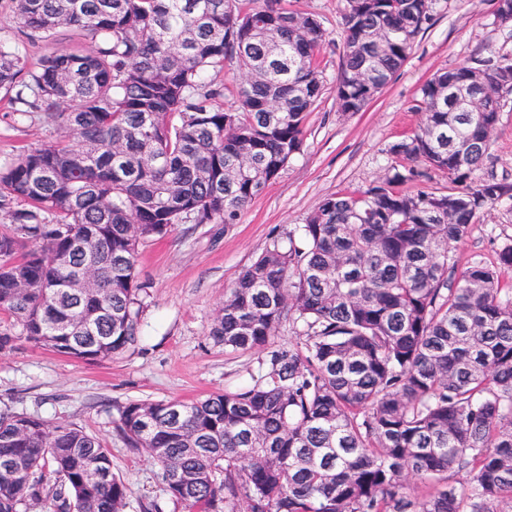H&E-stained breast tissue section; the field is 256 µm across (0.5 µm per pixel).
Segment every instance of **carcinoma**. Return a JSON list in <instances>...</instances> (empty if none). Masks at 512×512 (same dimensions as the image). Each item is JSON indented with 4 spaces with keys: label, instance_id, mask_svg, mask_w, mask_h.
Instances as JSON below:
<instances>
[{
    "label": "carcinoma",
    "instance_id": "1",
    "mask_svg": "<svg viewBox=\"0 0 512 512\" xmlns=\"http://www.w3.org/2000/svg\"><path fill=\"white\" fill-rule=\"evenodd\" d=\"M239 2L11 0L27 41L68 28L89 47L30 64L0 38V89L66 130L0 164V351L17 328L76 360L123 354L144 310L140 243L238 223L299 152L328 33L284 0ZM434 4L346 0L339 111L392 80ZM233 58L244 81L226 108L206 78ZM451 83L486 86L482 111H452ZM511 97L508 58L437 73L389 149L405 164L324 198L239 275L210 336L267 350L253 384L113 406L116 433L160 469L163 497L140 512H512V243L451 264L485 208L512 200V182L477 177ZM432 170L448 174L440 194L424 187ZM86 267L95 287L76 295ZM287 320L303 348L268 349ZM129 497L99 437L0 413V512H125Z\"/></svg>",
    "mask_w": 512,
    "mask_h": 512
}]
</instances>
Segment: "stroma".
<instances>
[{
	"instance_id": "obj_1",
	"label": "stroma",
	"mask_w": 512,
	"mask_h": 512,
	"mask_svg": "<svg viewBox=\"0 0 512 512\" xmlns=\"http://www.w3.org/2000/svg\"><path fill=\"white\" fill-rule=\"evenodd\" d=\"M289 8L316 16L329 35L318 58L325 87L310 112L299 153L256 196L235 224L185 223L167 236L145 240L137 273L144 311L137 344L122 356L83 362L17 337L0 353V412L35 414L53 424L74 423L103 438L131 500L160 494L159 467L129 448L112 424L115 404L129 400L190 402L252 384L265 351H230L210 330L240 273L336 193L363 191L384 177L395 159L392 144L419 122L413 106L421 87L441 69L495 51L512 58V23L495 15V0H436L434 24L421 32L398 73L360 112L337 110L345 0H288ZM56 135L36 115L15 112L0 92V161ZM484 175L512 181V104L492 136ZM512 240V201L488 207L453 254L457 270L475 258L493 260Z\"/></svg>"
}]
</instances>
